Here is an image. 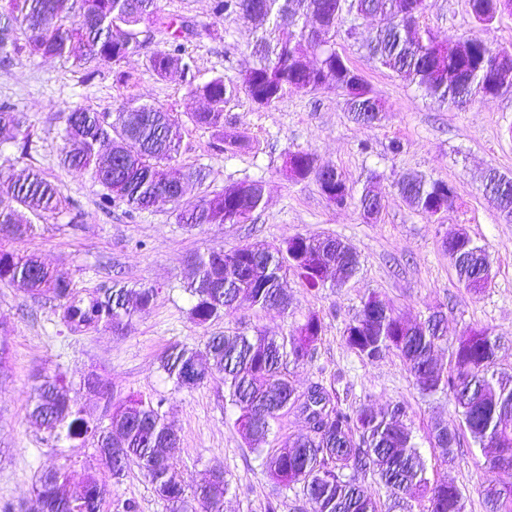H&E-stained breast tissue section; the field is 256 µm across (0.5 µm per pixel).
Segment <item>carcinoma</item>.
I'll use <instances>...</instances> for the list:
<instances>
[{
  "instance_id": "1",
  "label": "carcinoma",
  "mask_w": 512,
  "mask_h": 512,
  "mask_svg": "<svg viewBox=\"0 0 512 512\" xmlns=\"http://www.w3.org/2000/svg\"><path fill=\"white\" fill-rule=\"evenodd\" d=\"M407 0H214L213 11L226 18L272 21L260 38L258 64L227 79L221 74L194 86L191 93L206 107L190 114L197 127L218 134L224 129V105L244 93L260 108L276 107L288 92L312 93L325 86L343 92L348 111L357 121L378 120L383 105L370 95L360 74L336 49V32L360 16L380 20L378 35L369 45L381 64L416 83L442 105L457 107L476 94L495 96L512 84V51L494 49L469 38L470 52L460 55L448 40L429 31L418 34L419 18L395 19ZM474 19L484 25L504 13L502 0H469ZM338 21L322 35L325 47L314 65L302 50L307 28L326 14ZM161 34L149 67L159 77L173 69L190 72L194 57L184 21L162 13L158 0H8L0 12V57L26 51L32 56L57 57L84 69L92 78L102 66H117L147 48L142 33ZM184 122L161 107L141 104L120 112H94L79 105L65 113L61 162L87 173L103 189L101 204L121 201L140 212L163 200L175 205L179 223L190 228L204 224H237L238 216L253 214L261 206L263 187L249 182L250 193L239 199L228 188L212 198L189 200L193 185L206 179L202 170L179 164ZM0 137L12 143L20 158L31 154L33 133L22 113L9 102L0 104ZM296 178H313L326 200L346 204L349 189L341 174L324 180L316 155L291 153ZM486 185L500 202L512 205V178L495 171ZM402 197L417 211L434 217L453 205L455 187L443 180L408 175L397 183ZM0 195L11 204L0 207V281L17 283L33 298L56 303L63 324L73 333L103 325L115 331L150 309L157 291L128 288L117 280L104 293L81 294L71 281L57 276L34 253L18 244L32 236L34 221L61 210L59 187L40 171L28 169L18 179L0 174ZM359 204L367 216L377 217L380 206L369 187ZM443 248L457 279L473 294L489 288L494 279L485 252L464 231L445 239ZM194 276L187 286L192 299L190 317L206 325L229 313L242 301L283 312L291 306L280 285L283 272H292L310 291L343 285L359 267L355 249L340 238L297 234L279 247L243 245L228 251H209L192 260ZM437 315L422 323H409L374 295L361 302L358 314L344 329L347 348L365 363L394 352L406 365L423 395L448 392L454 414L481 448L494 449L485 462L487 478L482 495L488 512H512V379L497 373L498 337L486 328H471L459 336L451 350L449 370L434 364V351L445 334ZM323 322L311 312L285 336L228 332L207 339L203 349L175 344L161 358V367L178 389H192L212 371L224 374L230 401L239 409L237 423L276 485L300 483L315 512H379V506L359 482L371 471L393 497V507L406 509L416 500L424 512H465L461 489L445 480L430 481L410 432L400 424L407 413L404 403L375 413L367 405L341 408L332 403L322 383L306 394H296L285 371V361L304 364L321 340ZM66 376H45L35 388L28 413L38 426L66 430V437L92 441L100 460L118 479L137 465L150 479L157 497L170 512H224L229 483L214 469L191 493H186L167 456L177 436L152 401L131 398L118 406L102 424L77 406ZM297 409L306 415L310 435L276 448H264L271 423ZM444 461L452 460L456 433L448 426L431 431ZM67 475L60 470L39 477L33 512H100L108 492L95 476L82 487L66 490Z\"/></svg>"
}]
</instances>
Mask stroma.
<instances>
[{
  "label": "stroma",
  "instance_id": "obj_1",
  "mask_svg": "<svg viewBox=\"0 0 512 512\" xmlns=\"http://www.w3.org/2000/svg\"><path fill=\"white\" fill-rule=\"evenodd\" d=\"M160 5L202 30L191 43L195 68L190 74L157 77L144 53L119 67L101 68L91 79L84 70L52 57L22 53L0 62V101L17 106L31 124L35 141L24 159L13 145L0 144V174L39 169L68 201L60 213L39 221L35 234L22 242V250L38 253L83 293L109 288L116 279L158 291L151 308L135 316L122 334L103 326L73 333L63 326L53 304L34 300L19 286L0 283V345L8 348L0 368V505L30 512L38 479L47 470L66 471L73 491L88 475H108L92 443L71 447L60 430L36 427L28 419V400L39 378L61 371L79 406L104 421L113 404L129 396L161 402L178 437L177 447L170 451L174 470L190 491L212 469L223 468L230 484L224 512H267L271 503L277 512H313L301 487L279 488L265 476L261 458L236 424L239 412L224 389L223 374L212 373L196 388L178 389L163 372L160 359L171 345L200 349L208 336L224 331L280 336L316 311L323 318V332L312 360L287 366L297 394L324 381L331 384L335 402L344 407L365 403L380 412L392 402H404V425L420 448L428 478L457 484L466 498V512H486L482 465L491 451L475 445L460 427L447 394L421 395L394 354L362 363L346 347L343 330L372 293L409 322L435 312L443 315L448 339L434 352L439 368L449 367L451 339L470 328L487 327L500 339L497 370L512 376V221L483 191L487 170L512 177V91L475 96L462 108L439 106L416 83L369 54L367 45L379 23L366 17L358 20L353 35L337 33L336 47L383 103L379 121L355 122L345 109L342 91L326 87L288 94L272 109L238 95L224 108L220 135L185 124L180 162L208 173L193 188L192 197H211L243 181L262 182L263 204L247 223L206 224L191 230L178 224L168 202L141 213H128L121 203L104 210L99 206L101 187L89 175L60 164L62 106L115 113L127 104H152L183 116L204 107L201 98L190 94V83H202L215 74L237 77L254 61L258 32L253 22L213 19L211 0H160ZM419 24L454 39L476 35L491 46L512 47V14L482 26L474 20L468 0H426ZM120 71L128 74V81H117ZM227 135L246 136L248 148L227 149ZM298 150L314 152L319 164L342 173L351 193L345 205L330 204L313 179L285 177V156ZM408 173L452 184L454 207L433 217L414 210L396 188L398 179ZM369 177L382 204L375 221L365 218L359 206ZM76 212L81 215L78 230L70 225ZM460 229L485 248L491 261L494 284L478 295L458 282L442 248L443 239ZM306 233L338 237L356 248V275L342 287L318 292L287 275L283 287L292 305L285 313L244 303L205 326L191 319L185 285L196 254L255 242L277 245ZM89 374L109 385L111 400L84 389L82 381ZM439 423L455 429L460 439L449 463L442 462L439 449L428 439ZM110 486L101 512H125L129 502L136 504L137 512H166L138 467H130Z\"/></svg>",
  "mask_w": 512,
  "mask_h": 512
}]
</instances>
